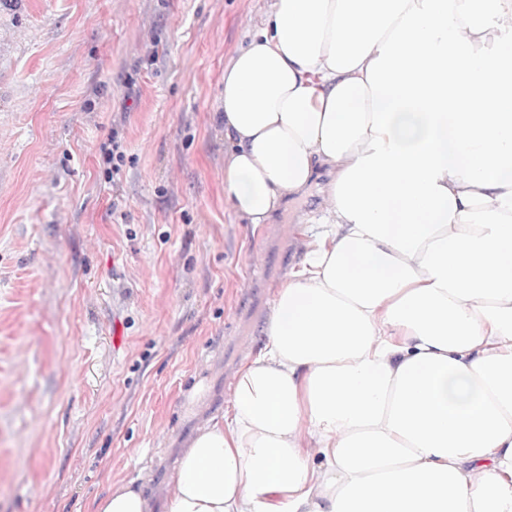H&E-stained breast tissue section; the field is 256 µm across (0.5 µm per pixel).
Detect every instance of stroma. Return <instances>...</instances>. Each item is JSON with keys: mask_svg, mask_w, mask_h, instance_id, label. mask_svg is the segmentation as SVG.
<instances>
[{"mask_svg": "<svg viewBox=\"0 0 512 512\" xmlns=\"http://www.w3.org/2000/svg\"><path fill=\"white\" fill-rule=\"evenodd\" d=\"M265 8L0 0V512H94L145 471L163 512L187 391L224 408L261 347L320 201L257 228L224 201V68ZM117 138L115 133L112 134V148L101 147L102 163L107 166L104 171L108 176L114 173L117 174L125 160V153L120 150L122 145Z\"/></svg>", "mask_w": 512, "mask_h": 512, "instance_id": "1", "label": "stroma"}]
</instances>
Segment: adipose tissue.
<instances>
[{"label": "adipose tissue", "instance_id": "adipose-tissue-1", "mask_svg": "<svg viewBox=\"0 0 512 512\" xmlns=\"http://www.w3.org/2000/svg\"><path fill=\"white\" fill-rule=\"evenodd\" d=\"M221 115L246 223L330 178L165 512H512V0H268Z\"/></svg>", "mask_w": 512, "mask_h": 512}]
</instances>
